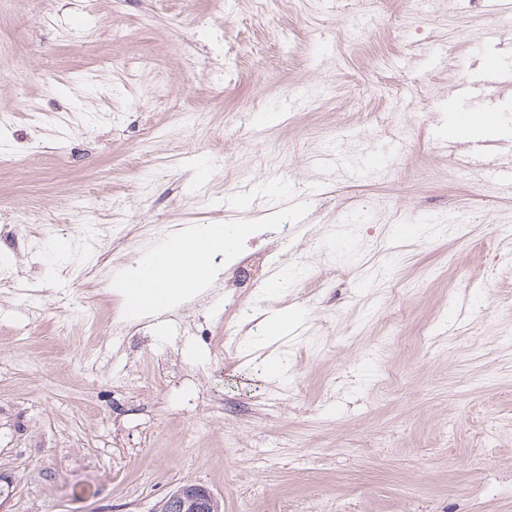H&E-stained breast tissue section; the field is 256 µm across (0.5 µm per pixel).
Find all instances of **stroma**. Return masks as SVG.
<instances>
[{"instance_id":"stroma-1","label":"stroma","mask_w":512,"mask_h":512,"mask_svg":"<svg viewBox=\"0 0 512 512\" xmlns=\"http://www.w3.org/2000/svg\"><path fill=\"white\" fill-rule=\"evenodd\" d=\"M491 22L488 0H0V507L155 512L196 482L224 512H512V187L443 145L456 104L512 140V96L451 95L512 59ZM163 224L249 225L238 254L297 275L228 294L219 255L131 309L116 281ZM247 308L299 319L264 345Z\"/></svg>"}]
</instances>
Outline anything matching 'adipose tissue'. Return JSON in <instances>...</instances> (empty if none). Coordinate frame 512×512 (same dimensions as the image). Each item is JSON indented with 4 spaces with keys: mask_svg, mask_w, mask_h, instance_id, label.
<instances>
[{
    "mask_svg": "<svg viewBox=\"0 0 512 512\" xmlns=\"http://www.w3.org/2000/svg\"><path fill=\"white\" fill-rule=\"evenodd\" d=\"M249 231V226L244 224H203L188 228L167 240L168 259L159 261L155 256H148L122 279L121 285L129 295L152 294L158 296L160 305H169L178 290L197 287L202 268L211 267L216 255L233 254L239 240Z\"/></svg>",
    "mask_w": 512,
    "mask_h": 512,
    "instance_id": "ef3b65f1",
    "label": "adipose tissue"
}]
</instances>
